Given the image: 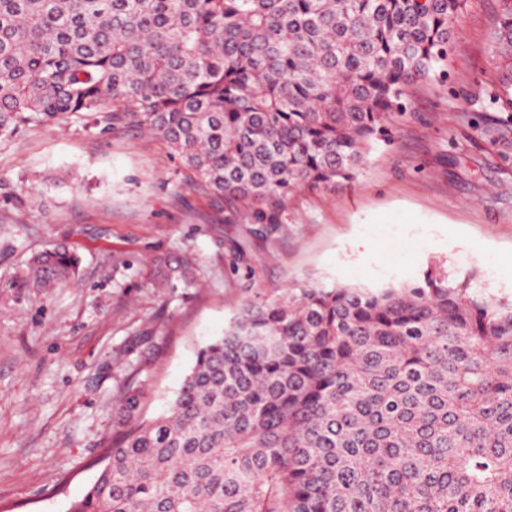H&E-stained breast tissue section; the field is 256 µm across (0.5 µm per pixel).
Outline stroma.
I'll use <instances>...</instances> for the list:
<instances>
[{"label":"stroma","mask_w":512,"mask_h":512,"mask_svg":"<svg viewBox=\"0 0 512 512\" xmlns=\"http://www.w3.org/2000/svg\"><path fill=\"white\" fill-rule=\"evenodd\" d=\"M498 14L499 0H469L447 81L415 85L354 179L290 194L265 238L249 233L252 201L214 195L137 129L74 118L0 140V512H66L100 470L128 377L145 382L142 416L165 413L198 350L247 303L304 285L412 283L431 265L512 301V278L484 263L512 257V114L489 51ZM59 244L79 254L78 281L31 287V258ZM185 254L190 279L156 287L154 259Z\"/></svg>","instance_id":"stroma-1"}]
</instances>
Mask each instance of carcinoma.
<instances>
[{"mask_svg": "<svg viewBox=\"0 0 512 512\" xmlns=\"http://www.w3.org/2000/svg\"><path fill=\"white\" fill-rule=\"evenodd\" d=\"M467 3L0 0V139L121 122L226 199L337 186L412 87L447 76ZM491 53L512 112V0ZM254 220L280 229L264 208ZM79 265L56 246L27 279L56 288ZM473 280L430 266L246 305L165 415L124 391L107 463L66 512H512V303Z\"/></svg>", "mask_w": 512, "mask_h": 512, "instance_id": "obj_1", "label": "carcinoma"}]
</instances>
